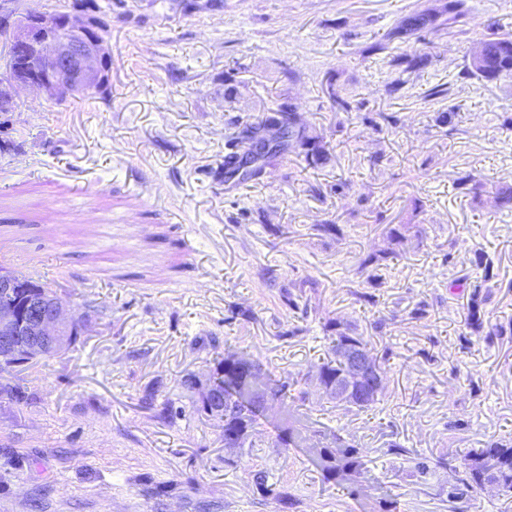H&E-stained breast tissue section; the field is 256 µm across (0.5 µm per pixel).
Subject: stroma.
<instances>
[{
	"label": "stroma",
	"mask_w": 512,
	"mask_h": 512,
	"mask_svg": "<svg viewBox=\"0 0 512 512\" xmlns=\"http://www.w3.org/2000/svg\"><path fill=\"white\" fill-rule=\"evenodd\" d=\"M447 2L123 0L106 17L107 99L20 92L18 149L0 154V271L47 282L82 331L52 358L0 364V512H512L490 488L449 502L438 464L512 438V336H469L468 294L448 291L480 277L479 249L512 281V212L456 184L512 183V79L464 73L478 41L512 36V0H468L449 31ZM415 13L441 26L429 44L392 36ZM407 53L425 65L406 72ZM435 88L446 97L429 99ZM332 89L364 108L343 111ZM283 100L331 162L291 153L226 184L227 140ZM325 221L341 236L319 234ZM389 224L424 234L392 247ZM385 248L391 277L374 289L359 266ZM367 291L375 303L358 300ZM336 317L393 352L372 410L333 407L316 378ZM227 355L262 384L300 376V444H281L277 401L255 448H225L202 400ZM150 392L171 415L146 407ZM336 436L365 457L355 480L313 462ZM393 442L435 461L432 474L417 477Z\"/></svg>",
	"instance_id": "stroma-1"
}]
</instances>
